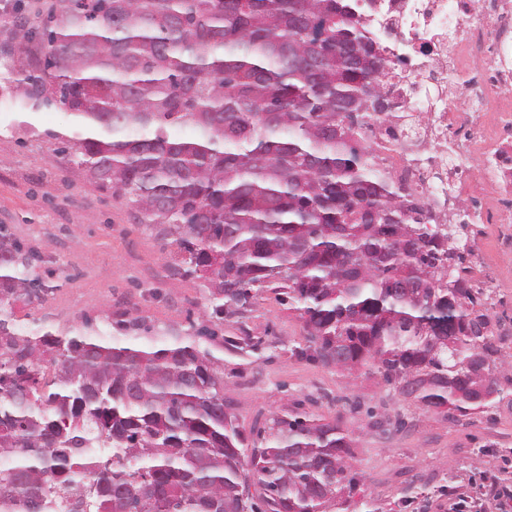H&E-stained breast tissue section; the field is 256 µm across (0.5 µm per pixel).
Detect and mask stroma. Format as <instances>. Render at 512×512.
<instances>
[{
	"instance_id": "stroma-1",
	"label": "stroma",
	"mask_w": 512,
	"mask_h": 512,
	"mask_svg": "<svg viewBox=\"0 0 512 512\" xmlns=\"http://www.w3.org/2000/svg\"><path fill=\"white\" fill-rule=\"evenodd\" d=\"M17 63L0 55V224L43 252L54 286L42 306L29 310L27 329L67 328L105 314L179 329L209 324L202 280L175 275L152 229L81 168L62 162L45 133L70 128L71 119L60 109L28 113L11 75ZM499 232V225H488L470 244L500 275L493 324L512 326V253ZM220 329L227 337L265 341L249 356H224V397L244 434L296 403L340 420L356 438L353 463L365 478L364 495L381 512H448L445 485L475 492L487 479L512 481V461L501 457L512 448V403L451 421L389 392L376 376L341 374L297 356L306 345L303 323L269 291ZM354 400L361 411L350 412ZM372 411L385 417L383 427L369 428Z\"/></svg>"
}]
</instances>
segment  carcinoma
Instances as JSON below:
<instances>
[{
	"label": "carcinoma",
	"instance_id": "carcinoma-1",
	"mask_svg": "<svg viewBox=\"0 0 512 512\" xmlns=\"http://www.w3.org/2000/svg\"><path fill=\"white\" fill-rule=\"evenodd\" d=\"M30 108L61 109L66 164L157 230L210 317L270 289L312 359L376 375L459 421L512 388L459 229L431 224L363 137L390 112L363 0H29ZM0 224V512H336L355 441L296 406L252 446L224 398L231 347L207 326L92 320L30 334L15 308L53 290ZM164 335L161 348L148 343Z\"/></svg>",
	"mask_w": 512,
	"mask_h": 512
}]
</instances>
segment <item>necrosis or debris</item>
<instances>
[{
  "label": "necrosis or debris",
  "instance_id": "1",
  "mask_svg": "<svg viewBox=\"0 0 512 512\" xmlns=\"http://www.w3.org/2000/svg\"><path fill=\"white\" fill-rule=\"evenodd\" d=\"M366 23L390 40L391 115L367 133L381 169L432 223L453 205L469 224H511L512 0H374Z\"/></svg>",
  "mask_w": 512,
  "mask_h": 512
}]
</instances>
